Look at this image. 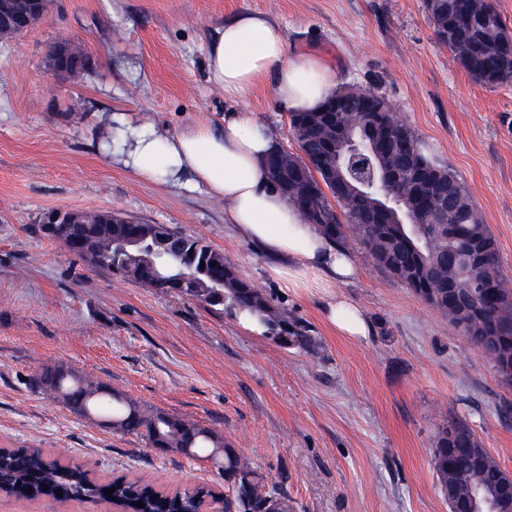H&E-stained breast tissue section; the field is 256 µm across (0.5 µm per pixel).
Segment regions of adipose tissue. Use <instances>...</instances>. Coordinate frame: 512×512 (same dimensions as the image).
I'll use <instances>...</instances> for the list:
<instances>
[{
  "instance_id": "ef3b65f1",
  "label": "adipose tissue",
  "mask_w": 512,
  "mask_h": 512,
  "mask_svg": "<svg viewBox=\"0 0 512 512\" xmlns=\"http://www.w3.org/2000/svg\"><path fill=\"white\" fill-rule=\"evenodd\" d=\"M206 66L225 97L242 100L267 86L289 112L314 111L337 84L333 68L315 56L289 54L284 29L254 11L225 21L206 48ZM118 140L124 165L142 179L175 182L190 175L223 201L235 230L272 257V279L295 293L322 297L327 321L338 334L367 336L363 311L337 291L356 272L352 255L306 223L272 185L265 161L278 140L254 112L227 113L217 127L197 122L171 139L128 126Z\"/></svg>"
}]
</instances>
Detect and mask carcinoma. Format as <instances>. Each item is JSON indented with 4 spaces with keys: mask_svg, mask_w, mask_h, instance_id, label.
Returning <instances> with one entry per match:
<instances>
[{
    "mask_svg": "<svg viewBox=\"0 0 512 512\" xmlns=\"http://www.w3.org/2000/svg\"><path fill=\"white\" fill-rule=\"evenodd\" d=\"M427 10L439 43L447 46L471 78L495 87L512 81V30L493 0H428ZM383 96L364 91L347 98L346 112L334 114L329 128L313 112L289 113V135L298 152L272 153L267 167L285 170L288 200L304 220L337 243L357 241L374 263L402 282L432 308L448 317L461 334L481 336L477 348L502 381L512 383V285L502 273L498 242L485 224L459 175L427 155L417 135L394 112H386L374 148L361 126V111L373 110ZM404 145L401 161L381 156L385 140ZM478 241L483 263L467 264L458 239ZM51 238L94 269L160 292L175 290L183 275L192 279L190 296L210 306H225L254 316L258 325L307 351L313 338L305 329L288 331V312L241 278L224 253L205 240L163 224H59ZM472 293L482 302L481 316L471 320L448 298V287ZM74 414L103 416L116 432L140 436L154 448L209 460L224 450L220 475L231 490L237 512H268L275 500L280 512H292L288 494L270 483L260 467L223 436L200 423L146 408L89 376L63 367L49 368L33 379ZM461 449L448 452L447 432L439 435L432 466L436 485H453L457 498L475 485L496 488L503 475L498 461L463 423ZM480 449L483 465L475 468L467 449ZM4 491L23 498L53 496L64 490L79 498L95 489L79 467L46 458L42 452L0 453ZM112 497L142 502L135 512H157L160 496L148 486L123 478L106 482ZM201 489L167 496L171 508L192 512Z\"/></svg>",
    "mask_w": 512,
    "mask_h": 512,
    "instance_id": "1",
    "label": "carcinoma"
}]
</instances>
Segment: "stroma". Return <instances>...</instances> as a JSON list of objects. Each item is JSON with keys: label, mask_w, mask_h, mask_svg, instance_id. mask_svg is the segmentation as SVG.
<instances>
[{"label": "stroma", "mask_w": 512, "mask_h": 512, "mask_svg": "<svg viewBox=\"0 0 512 512\" xmlns=\"http://www.w3.org/2000/svg\"><path fill=\"white\" fill-rule=\"evenodd\" d=\"M267 14L288 49L383 95L428 154L453 168L496 236L512 279V82L471 79L433 34L425 0H53L0 42V448H40L104 480L223 492L211 461L164 452L33 389L45 367L96 377L141 405L200 421L283 487L293 512H448L433 476L439 434L464 421L512 472V384L438 311L348 241L342 291L369 334L338 335L324 302L271 280L267 258L204 188L138 179L118 161L116 120L174 136L249 108L295 150L269 89L232 101L207 79L205 46L242 11ZM73 40L89 69L58 77ZM117 211L205 239L315 352L244 328L237 312L95 270L40 230L55 209ZM0 512H109L100 501L0 497Z\"/></svg>", "instance_id": "stroma-1"}]
</instances>
